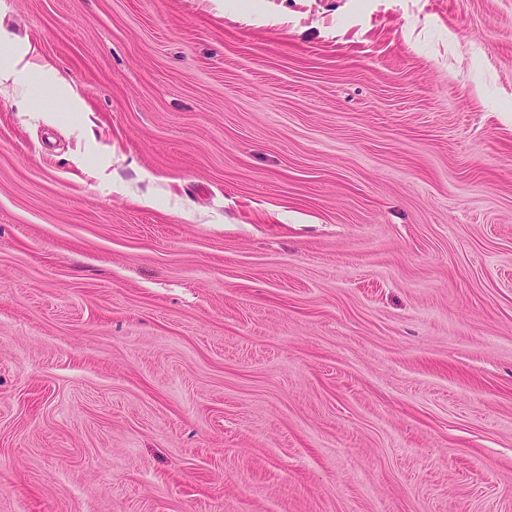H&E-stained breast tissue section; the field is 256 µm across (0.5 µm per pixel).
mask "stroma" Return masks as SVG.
Segmentation results:
<instances>
[{
	"instance_id": "stroma-1",
	"label": "stroma",
	"mask_w": 512,
	"mask_h": 512,
	"mask_svg": "<svg viewBox=\"0 0 512 512\" xmlns=\"http://www.w3.org/2000/svg\"><path fill=\"white\" fill-rule=\"evenodd\" d=\"M0 512H512V0H0ZM28 54L29 48L0 59V87L17 86L26 77L48 75L49 82L46 86L50 94L65 92L71 100L73 111H82V101L67 81L46 64L36 62L33 56L28 57Z\"/></svg>"
}]
</instances>
